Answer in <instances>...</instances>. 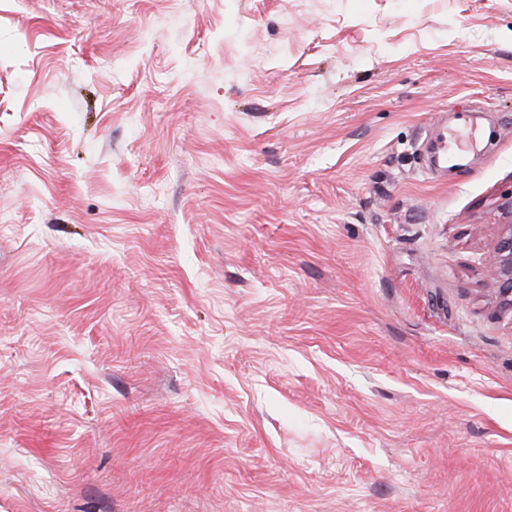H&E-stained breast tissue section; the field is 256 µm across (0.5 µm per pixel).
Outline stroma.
<instances>
[{"mask_svg": "<svg viewBox=\"0 0 512 512\" xmlns=\"http://www.w3.org/2000/svg\"><path fill=\"white\" fill-rule=\"evenodd\" d=\"M506 224L512 0H0V512H512ZM491 273L498 282L503 300L512 307V225H503L493 250Z\"/></svg>", "mask_w": 512, "mask_h": 512, "instance_id": "obj_1", "label": "stroma"}]
</instances>
